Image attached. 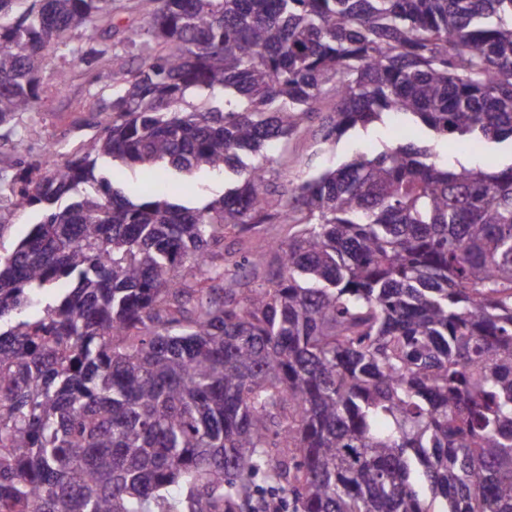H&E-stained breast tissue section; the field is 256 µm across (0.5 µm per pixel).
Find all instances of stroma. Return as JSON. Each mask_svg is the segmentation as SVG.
<instances>
[{
	"label": "stroma",
	"instance_id": "stroma-1",
	"mask_svg": "<svg viewBox=\"0 0 512 512\" xmlns=\"http://www.w3.org/2000/svg\"><path fill=\"white\" fill-rule=\"evenodd\" d=\"M153 0H110L104 25L75 33L67 44L50 50L39 87V101L29 112L16 116L10 127L0 128V253H9L37 219L36 212L13 205L10 185L22 178L39 179L55 164L70 158L84 142L98 135L109 122L108 114L93 112L101 92L93 83L90 64L79 49L105 44L103 64L133 68L150 58L154 40L145 21ZM67 74L68 92H60L57 77ZM424 136L399 121L387 118L368 128L347 130L338 139L323 140L314 124L302 129L274 152L268 177L273 187L294 188L311 177L350 161L356 153L380 144L421 142ZM234 175L199 171L182 182L179 200L203 204L234 187Z\"/></svg>",
	"mask_w": 512,
	"mask_h": 512
}]
</instances>
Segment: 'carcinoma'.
<instances>
[{"label":"carcinoma","mask_w":512,"mask_h":512,"mask_svg":"<svg viewBox=\"0 0 512 512\" xmlns=\"http://www.w3.org/2000/svg\"><path fill=\"white\" fill-rule=\"evenodd\" d=\"M15 2L0 128L107 0ZM154 2L156 54L95 73L112 123L16 195L41 215L0 255V512H238L257 478L292 512H512V163L436 151L512 141V0ZM201 93L224 107L183 111ZM326 95V140L393 114L433 143L271 188L240 152ZM203 167L243 183L171 201ZM278 223L273 260L214 263ZM437 151L440 153L442 160H448V163L451 164L461 163L467 166L485 167L491 160L498 166L503 163H509L511 159L510 141L501 144H489L486 152L481 155L459 151L450 141H448V144L442 142ZM122 173L121 182L117 183L123 191L134 201L147 197L148 176L147 172L140 167H119ZM295 230L296 228H293L291 224H264L259 234H249L246 237L227 234L226 237H224V250H260L268 239H285L289 234H293Z\"/></svg>","instance_id":"obj_1"}]
</instances>
